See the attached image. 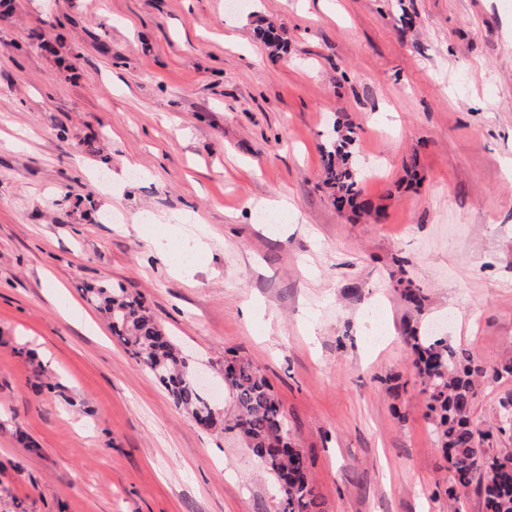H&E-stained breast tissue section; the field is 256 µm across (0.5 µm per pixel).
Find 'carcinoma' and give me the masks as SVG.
<instances>
[{
  "instance_id": "1",
  "label": "carcinoma",
  "mask_w": 512,
  "mask_h": 512,
  "mask_svg": "<svg viewBox=\"0 0 512 512\" xmlns=\"http://www.w3.org/2000/svg\"><path fill=\"white\" fill-rule=\"evenodd\" d=\"M257 37L279 51L286 37L274 26L257 28ZM356 131L336 125L335 135L321 146L324 183L339 211L359 210L380 215V207L362 198L356 177ZM86 299L105 315L112 335L135 361L168 390L174 404L197 417L206 416L211 428L233 430L251 448L265 471L277 481L280 512H320L311 486L307 459L288 443L287 420L278 397L259 369L249 362L224 359V384L232 388L236 415L233 424L215 417L197 390L188 358L150 314L144 302L126 289L103 283L87 290ZM413 367L421 377L426 408L431 415L443 456L453 481L445 493L458 502L475 491L486 512H512V455L480 447V434L471 426L469 412L475 382L487 369L463 350H454L442 338L426 339L407 330Z\"/></svg>"
}]
</instances>
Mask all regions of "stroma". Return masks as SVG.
<instances>
[{
  "instance_id": "1",
  "label": "stroma",
  "mask_w": 512,
  "mask_h": 512,
  "mask_svg": "<svg viewBox=\"0 0 512 512\" xmlns=\"http://www.w3.org/2000/svg\"><path fill=\"white\" fill-rule=\"evenodd\" d=\"M337 121L381 220L323 185ZM178 223L206 233L189 275L157 249ZM102 281L207 364L224 415L225 359L259 369L322 512H448L405 326L512 356V0H0V512H280L85 300ZM509 403L512 378L479 381L496 453Z\"/></svg>"
}]
</instances>
